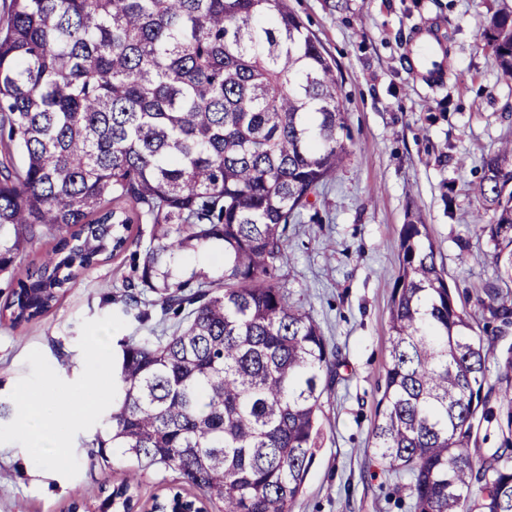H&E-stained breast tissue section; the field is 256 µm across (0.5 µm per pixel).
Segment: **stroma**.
Here are the masks:
<instances>
[{"mask_svg":"<svg viewBox=\"0 0 512 512\" xmlns=\"http://www.w3.org/2000/svg\"><path fill=\"white\" fill-rule=\"evenodd\" d=\"M336 65L346 112L347 163L288 227L287 256L273 273L291 302L312 315L331 354L332 383L321 398L323 435L293 512H411L409 478L390 470L370 447L390 363L389 307L399 269V233L408 214L427 224L438 266L472 315L474 335L490 362L512 351V326L492 322L478 302L494 274V246L477 216L468 186L482 159L512 139V82L499 74L483 38L492 14L512 12V0H288ZM444 36L450 73L428 87L410 70L419 31ZM150 227L132 225L126 250L81 272L45 314L20 325L0 320V396L30 375L27 354L40 350L65 381L83 370L81 322L122 316L115 340L160 335L162 310L143 292L140 313L123 295L135 279ZM46 237L26 245L10 272L0 273V308L13 282L40 265L54 246ZM96 429L78 433L79 473L68 479L29 464L19 444L0 446V512H102L121 485L129 460H91ZM178 488L197 491L178 472L155 470L133 483L134 512Z\"/></svg>","mask_w":512,"mask_h":512,"instance_id":"stroma-1","label":"stroma"}]
</instances>
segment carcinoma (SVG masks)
<instances>
[{"instance_id":"cac0c4a2","label":"carcinoma","mask_w":512,"mask_h":512,"mask_svg":"<svg viewBox=\"0 0 512 512\" xmlns=\"http://www.w3.org/2000/svg\"><path fill=\"white\" fill-rule=\"evenodd\" d=\"M0 18V272L57 239L18 280L12 322L46 312L78 273L149 224L141 286L177 318L121 344L97 455L134 461L121 487L172 469L224 512H291L314 462L329 352L319 324L267 280L288 226L347 157L336 67L287 0H4ZM512 81V15L486 31ZM472 188L494 243L480 302L512 325V140ZM224 245L221 273L181 277L187 253ZM389 316L391 364L374 453L409 475L413 512H512V453L477 463V418L512 435V353L497 364L408 220Z\"/></svg>"}]
</instances>
